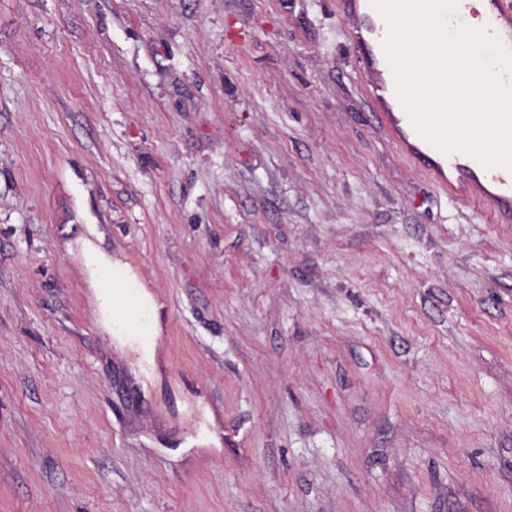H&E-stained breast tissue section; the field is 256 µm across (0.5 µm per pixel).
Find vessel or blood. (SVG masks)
Returning a JSON list of instances; mask_svg holds the SVG:
<instances>
[{
	"label": "vessel or blood",
	"instance_id": "obj_1",
	"mask_svg": "<svg viewBox=\"0 0 512 512\" xmlns=\"http://www.w3.org/2000/svg\"><path fill=\"white\" fill-rule=\"evenodd\" d=\"M344 15L352 20L349 39L358 49L359 66L370 81L367 93L378 104L377 118L398 151L420 169L449 198L468 196L486 206L496 223L512 221V173L501 168L484 169L474 159L462 155H443L431 146L417 147L415 131L403 110H384L383 102L395 101L394 82L381 50L386 26L373 10H360L359 0H340ZM457 21L471 26H489L512 47V0H460ZM119 319L124 329L145 332L150 312L136 303L122 309Z\"/></svg>",
	"mask_w": 512,
	"mask_h": 512
}]
</instances>
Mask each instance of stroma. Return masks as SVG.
Listing matches in <instances>:
<instances>
[{"mask_svg":"<svg viewBox=\"0 0 512 512\" xmlns=\"http://www.w3.org/2000/svg\"><path fill=\"white\" fill-rule=\"evenodd\" d=\"M338 2L0 0V512H512V223L402 157ZM118 318L125 330L136 331L137 334L144 332L145 334V330L150 324V310L141 308L131 301L126 308L120 310Z\"/></svg>","mask_w":512,"mask_h":512,"instance_id":"1","label":"stroma"}]
</instances>
